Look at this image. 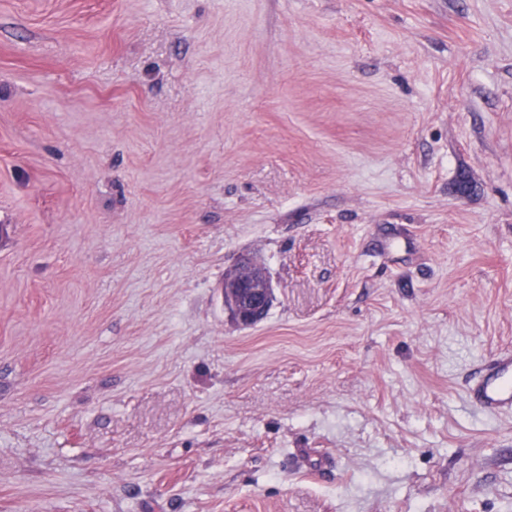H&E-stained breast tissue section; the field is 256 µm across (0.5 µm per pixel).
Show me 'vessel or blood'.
Masks as SVG:
<instances>
[{"label": "vessel or blood", "mask_w": 512, "mask_h": 512, "mask_svg": "<svg viewBox=\"0 0 512 512\" xmlns=\"http://www.w3.org/2000/svg\"><path fill=\"white\" fill-rule=\"evenodd\" d=\"M466 392L469 400L483 411H512V353H498L481 362L474 369Z\"/></svg>", "instance_id": "obj_1"}]
</instances>
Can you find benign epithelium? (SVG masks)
<instances>
[{
  "label": "benign epithelium",
  "instance_id": "obj_1",
  "mask_svg": "<svg viewBox=\"0 0 512 512\" xmlns=\"http://www.w3.org/2000/svg\"><path fill=\"white\" fill-rule=\"evenodd\" d=\"M273 299L272 284L259 263L241 258L224 272V307L239 326L261 321Z\"/></svg>",
  "mask_w": 512,
  "mask_h": 512
}]
</instances>
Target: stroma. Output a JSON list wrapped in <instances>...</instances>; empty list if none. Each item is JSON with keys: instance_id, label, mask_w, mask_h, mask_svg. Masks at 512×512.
Instances as JSON below:
<instances>
[{"instance_id": "1", "label": "stroma", "mask_w": 512, "mask_h": 512, "mask_svg": "<svg viewBox=\"0 0 512 512\" xmlns=\"http://www.w3.org/2000/svg\"><path fill=\"white\" fill-rule=\"evenodd\" d=\"M506 350L512 0H0V512H512ZM273 299L272 284L259 263L241 258L224 272V307L239 326L261 321ZM466 392L469 400L483 411H512V353H498L481 362L474 369Z\"/></svg>"}]
</instances>
